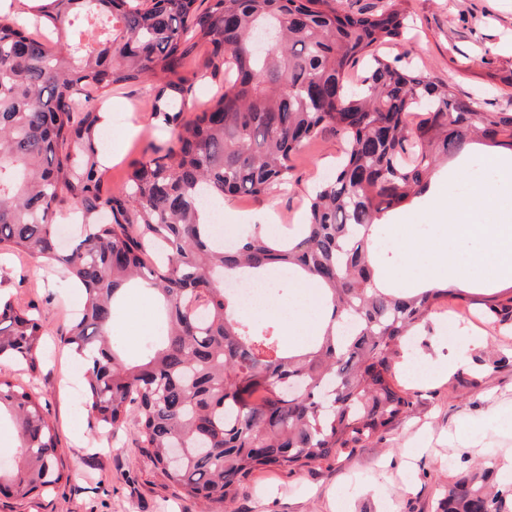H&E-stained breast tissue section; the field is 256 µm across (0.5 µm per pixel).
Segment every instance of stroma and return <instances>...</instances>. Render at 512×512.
I'll return each instance as SVG.
<instances>
[{"mask_svg":"<svg viewBox=\"0 0 512 512\" xmlns=\"http://www.w3.org/2000/svg\"><path fill=\"white\" fill-rule=\"evenodd\" d=\"M414 18L407 42L380 46L381 55L402 58L448 83L459 97L484 94L491 111H512V0H405ZM112 187L124 181L128 163L152 144L172 137L152 112V90L141 84L114 93L111 105ZM137 128L125 137L126 128ZM341 142L325 134L295 161L288 189L260 198L224 199V225L243 236L256 224L305 223L307 204L318 182L336 167ZM484 145L441 164L431 192L404 205L379 225L380 237H394L403 224L438 223L443 208L466 197L475 166L485 161ZM0 292L30 310L46 331L42 369L29 373L0 364V376L23 385L46 406L54 425L66 478L53 491L24 498L0 496V512H224L184 496L135 447L137 426L127 421L116 432L95 427L73 390L84 382V367L61 343L59 329L79 305V294L61 269L25 254L0 249ZM155 305L141 288L126 289L115 313L112 341L134 358L145 350ZM455 329H447L448 321ZM415 361H403L401 381L416 391V406L383 440L352 455L292 472L260 469L239 488L233 512H332V497L349 512H436L441 485L462 458L512 465V433L490 416L500 408L512 416V366L493 367L499 352L512 348L492 328L463 320L457 301L445 300L411 339ZM455 364L448 376L441 366Z\"/></svg>","mask_w":512,"mask_h":512,"instance_id":"1","label":"stroma"}]
</instances>
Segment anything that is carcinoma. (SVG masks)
<instances>
[{
  "label": "carcinoma",
  "instance_id": "carcinoma-1",
  "mask_svg": "<svg viewBox=\"0 0 512 512\" xmlns=\"http://www.w3.org/2000/svg\"><path fill=\"white\" fill-rule=\"evenodd\" d=\"M0 15V245L59 266L82 301L60 341L86 369L83 404L115 430L133 414L137 448L192 498L229 505L256 470L337 460L408 417L416 392L398 378L407 336L442 300L512 335V288H382L371 258L380 221L430 191L441 160L476 134L512 149V112H487L430 74L377 53L401 40L395 0L343 13L338 0H45ZM365 62L360 85L352 67ZM217 94L198 110L195 86ZM148 82L171 140L104 186L103 114L112 92ZM194 111L190 119L183 113ZM331 132L345 158L285 237L256 224L226 248L199 195L284 188L293 159ZM74 216L83 236L59 247ZM322 289L329 324L302 351L272 322L241 318L224 279L272 270ZM138 281L164 302L166 331L136 361L112 343L113 316ZM45 330L0 293V361L33 372ZM20 460L0 461V493L49 492L64 477L42 402L0 378V417ZM439 512H512L497 470L456 468Z\"/></svg>",
  "mask_w": 512,
  "mask_h": 512
}]
</instances>
